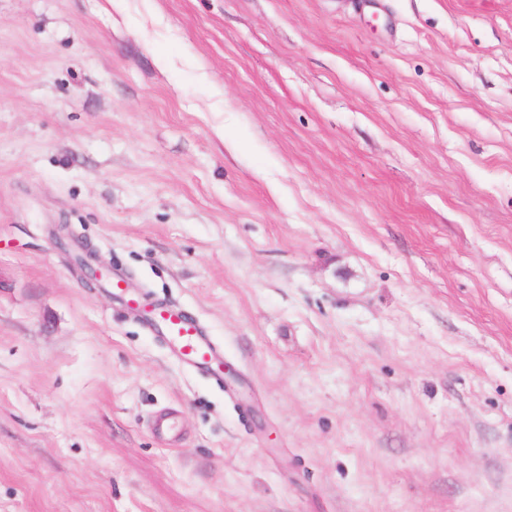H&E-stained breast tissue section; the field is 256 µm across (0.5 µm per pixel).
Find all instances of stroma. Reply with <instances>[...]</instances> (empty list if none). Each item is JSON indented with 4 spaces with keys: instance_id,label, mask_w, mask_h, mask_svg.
Wrapping results in <instances>:
<instances>
[{
    "instance_id": "1",
    "label": "stroma",
    "mask_w": 512,
    "mask_h": 512,
    "mask_svg": "<svg viewBox=\"0 0 512 512\" xmlns=\"http://www.w3.org/2000/svg\"><path fill=\"white\" fill-rule=\"evenodd\" d=\"M101 2L0 0V512H512V0ZM148 324L196 371L214 375L213 370L224 361L203 329L178 310L160 311Z\"/></svg>"
}]
</instances>
